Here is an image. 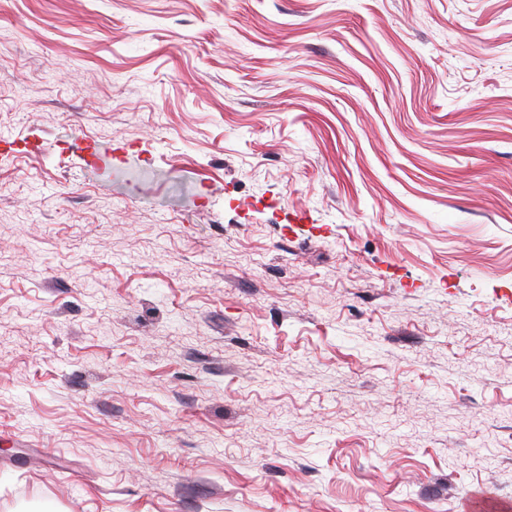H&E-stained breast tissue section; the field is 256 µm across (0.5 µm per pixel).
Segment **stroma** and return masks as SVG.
I'll list each match as a JSON object with an SVG mask.
<instances>
[{
    "label": "stroma",
    "mask_w": 512,
    "mask_h": 512,
    "mask_svg": "<svg viewBox=\"0 0 512 512\" xmlns=\"http://www.w3.org/2000/svg\"><path fill=\"white\" fill-rule=\"evenodd\" d=\"M512 504V0H0V512Z\"/></svg>",
    "instance_id": "stroma-1"
}]
</instances>
